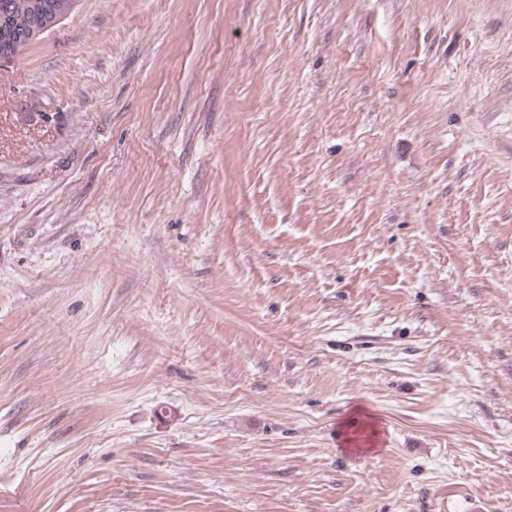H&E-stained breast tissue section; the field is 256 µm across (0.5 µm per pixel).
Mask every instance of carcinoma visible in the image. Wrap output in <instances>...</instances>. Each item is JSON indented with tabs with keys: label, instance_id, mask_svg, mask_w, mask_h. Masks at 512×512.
<instances>
[{
	"label": "carcinoma",
	"instance_id": "cac0c4a2",
	"mask_svg": "<svg viewBox=\"0 0 512 512\" xmlns=\"http://www.w3.org/2000/svg\"><path fill=\"white\" fill-rule=\"evenodd\" d=\"M74 0H0V61L10 60L53 30Z\"/></svg>",
	"mask_w": 512,
	"mask_h": 512
}]
</instances>
